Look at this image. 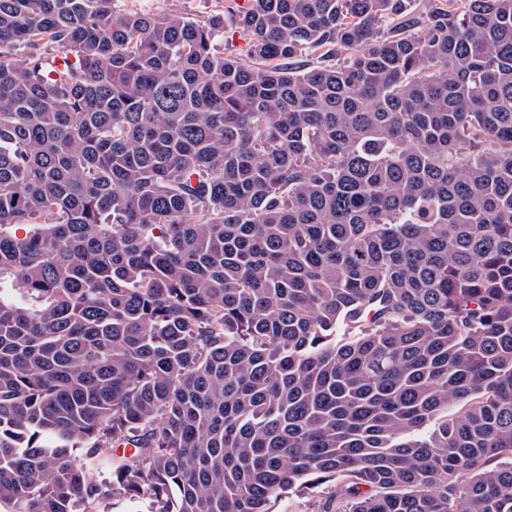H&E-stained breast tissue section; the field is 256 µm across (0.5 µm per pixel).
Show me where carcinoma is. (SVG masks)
Instances as JSON below:
<instances>
[{"mask_svg": "<svg viewBox=\"0 0 512 512\" xmlns=\"http://www.w3.org/2000/svg\"><path fill=\"white\" fill-rule=\"evenodd\" d=\"M231 15L0 0V512H512V0ZM235 29L230 24L224 25V37L220 36L214 43L215 52L221 56L233 53L240 58L245 59L248 50L247 43L239 33H234ZM319 491H326L325 493H321V495L313 497L312 494L308 493V490H303L302 492H298V490L290 491L288 494L285 493L284 497L277 501L275 504H271V510L273 512L287 511L288 512V496L290 498L291 503L295 504L298 507V511L300 512H321L324 502L327 498L328 491L327 489H319Z\"/></svg>", "mask_w": 512, "mask_h": 512, "instance_id": "cac0c4a2", "label": "carcinoma"}]
</instances>
